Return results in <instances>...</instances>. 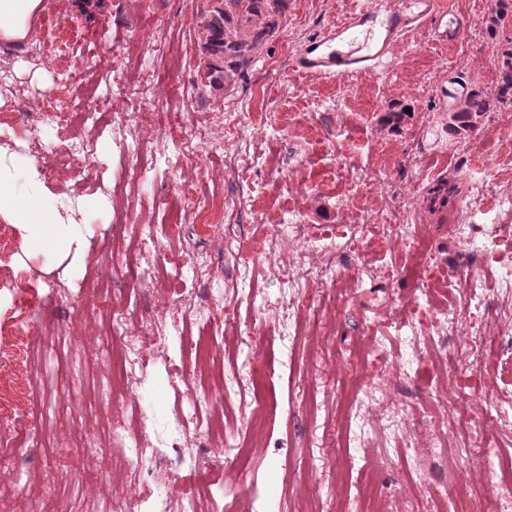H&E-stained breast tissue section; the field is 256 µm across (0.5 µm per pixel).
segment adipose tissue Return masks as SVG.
<instances>
[{
	"label": "adipose tissue",
	"mask_w": 512,
	"mask_h": 512,
	"mask_svg": "<svg viewBox=\"0 0 512 512\" xmlns=\"http://www.w3.org/2000/svg\"><path fill=\"white\" fill-rule=\"evenodd\" d=\"M42 0H0V44L21 47L31 34V24ZM0 213L17 217L26 224L29 243L52 241L64 244L69 231L55 228L52 204L42 189L36 170L17 173L0 165Z\"/></svg>",
	"instance_id": "1"
}]
</instances>
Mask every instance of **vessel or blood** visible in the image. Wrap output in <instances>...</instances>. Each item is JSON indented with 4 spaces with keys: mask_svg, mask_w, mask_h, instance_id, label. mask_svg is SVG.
<instances>
[{
    "mask_svg": "<svg viewBox=\"0 0 512 512\" xmlns=\"http://www.w3.org/2000/svg\"><path fill=\"white\" fill-rule=\"evenodd\" d=\"M438 0H376L325 27L298 59V71L345 80L390 63L409 31L436 15Z\"/></svg>",
    "mask_w": 512,
    "mask_h": 512,
    "instance_id": "vessel-or-blood-1",
    "label": "vessel or blood"
}]
</instances>
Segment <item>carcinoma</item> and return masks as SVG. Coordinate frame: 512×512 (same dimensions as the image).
<instances>
[{"instance_id": "carcinoma-1", "label": "carcinoma", "mask_w": 512, "mask_h": 512, "mask_svg": "<svg viewBox=\"0 0 512 512\" xmlns=\"http://www.w3.org/2000/svg\"><path fill=\"white\" fill-rule=\"evenodd\" d=\"M288 0H216L200 18L202 85L222 89L235 82L240 69L280 27ZM488 108L486 96L474 93L450 116V131L467 139Z\"/></svg>"}]
</instances>
